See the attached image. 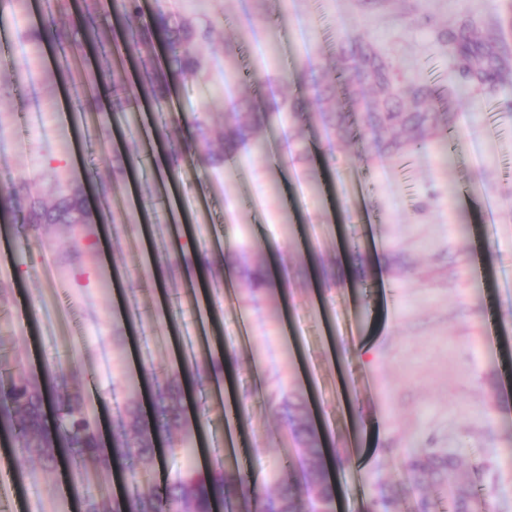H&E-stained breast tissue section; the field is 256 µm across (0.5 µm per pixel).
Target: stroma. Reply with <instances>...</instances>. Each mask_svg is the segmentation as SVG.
Returning <instances> with one entry per match:
<instances>
[{"mask_svg": "<svg viewBox=\"0 0 512 512\" xmlns=\"http://www.w3.org/2000/svg\"><path fill=\"white\" fill-rule=\"evenodd\" d=\"M179 19L211 21L202 47L207 79H169V103L202 114V127L152 113L141 87L126 112L83 106L71 89L95 57L62 69L53 43L28 47L36 0L0 10L14 56L13 85L0 86V178L25 180L51 201L58 188L83 191L88 224H44L40 242L17 259L0 253V385L19 376L60 374L80 390L104 443L129 400L153 403L174 370L175 352L198 336L183 312L206 304L221 317L234 350L244 428L227 440L224 410L207 371L213 349H198L185 422L204 434L207 453L230 454L263 494L299 446L279 411L283 395L301 402L329 448L356 462L335 480L338 512H367L395 488L403 512H416L407 451L454 454L467 465L475 512H512V390L500 354L486 350L487 318L512 337V76L495 92L452 101L460 158L437 150L381 153L370 130L337 139L318 122L314 99L285 126H261L266 153L239 148L232 164L188 154L175 171L167 156L185 138L221 151L224 117L235 104L266 107L299 91L282 69L334 64L342 42L369 41L407 79L446 85L458 75L439 34L468 14L479 34L501 42L512 62V0H168ZM278 27L277 62L262 64L254 43L266 20ZM234 59L224 55L225 43ZM232 82H225V71ZM112 188L99 198L100 184ZM366 192H359V185ZM197 212L206 282L184 265L147 269L149 249L182 232L180 210ZM468 224L470 235L458 227ZM109 249L100 246L101 237ZM493 254L497 285L471 277L479 245ZM281 258L283 289L249 292L239 266L267 270ZM365 319L347 329L352 312ZM247 317L249 342L237 336ZM17 481L30 489L8 512H80L85 495L116 507L124 485L113 467L82 465L72 483L69 456L57 465L21 456Z\"/></svg>", "mask_w": 512, "mask_h": 512, "instance_id": "1", "label": "stroma"}]
</instances>
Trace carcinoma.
Instances as JSON below:
<instances>
[{"label":"carcinoma","instance_id":"obj_1","mask_svg":"<svg viewBox=\"0 0 512 512\" xmlns=\"http://www.w3.org/2000/svg\"><path fill=\"white\" fill-rule=\"evenodd\" d=\"M123 22V40L114 44V64L100 71L98 79H107L114 91L124 96L112 101V109L124 107L134 92L128 83L123 48L128 44L147 45L155 38L167 46L166 66L163 71L152 63L141 61L140 79L147 85L159 84L167 75L199 79L205 76L200 59L199 42L208 40L209 30H196L185 25H170L171 11L161 5L152 21L145 20L141 0H94L83 13V24L94 34L99 22L109 13ZM64 23L61 0H46L38 25L29 29L33 44L44 41L59 43L63 58H68L60 25ZM440 40L448 46L452 60L464 85L493 92L504 80L508 70L503 46L482 38L473 22L465 18L444 34ZM297 84L313 88L319 114L324 125L338 139L347 137L353 124L376 131L380 141L393 153L423 151L434 145L443 147L444 158L452 164L457 159L459 135L455 133L449 112L450 102L461 94V87L450 84L446 88L424 81L405 82L392 64L365 41L353 40L341 44L336 62L319 75L308 70H296ZM371 88L376 96L362 116L346 112L339 105L343 98L354 107L361 104L365 90ZM258 108L249 104L236 106L224 118L225 158L232 157L238 142H246L251 123L258 122L253 113ZM268 112H282L291 119L302 112L300 100H284L268 108ZM28 200L22 212L15 239L19 252L30 249L38 241L36 232L41 224H78L86 216L88 206L81 195L64 196L47 205L31 196L29 185L9 179L0 184V219L7 222L15 217L14 203ZM179 387L178 375H173L165 388L156 393L155 415L166 428L180 429L184 425V408L174 397ZM47 392L39 381L21 377L0 395V431L7 432L11 446L27 458L47 466L57 461L58 449L65 448L77 461L97 460L107 456L118 458L126 474L123 512H213L216 501L236 504L240 512H252L250 499L245 497V478L237 470L216 465L200 473L188 468L177 479L162 487L146 490L141 487L143 477L151 472L156 460L153 437L141 411L125 410L112 433V447L103 443L90 420L83 398L75 393L55 403L53 422H48L44 411ZM288 425L302 442L300 470L284 464L275 480L276 489L266 499L264 508L272 512H306L324 506L332 512L336 487L323 467L324 448L306 413L294 409L288 414ZM406 467L414 484L421 489L419 512H431L428 490L446 492L450 512H471L476 494L464 477V460L450 454L425 455L409 451ZM372 512H400L398 492L382 494L372 504Z\"/></svg>","mask_w":512,"mask_h":512}]
</instances>
